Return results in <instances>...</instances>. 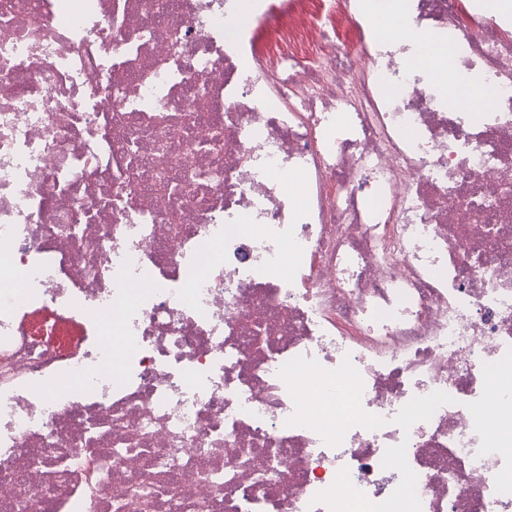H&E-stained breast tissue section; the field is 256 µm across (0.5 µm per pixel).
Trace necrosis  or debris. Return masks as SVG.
I'll return each instance as SVG.
<instances>
[{"mask_svg": "<svg viewBox=\"0 0 512 512\" xmlns=\"http://www.w3.org/2000/svg\"><path fill=\"white\" fill-rule=\"evenodd\" d=\"M381 5L0 0V512H512V0Z\"/></svg>", "mask_w": 512, "mask_h": 512, "instance_id": "4bbe7bcc", "label": "necrosis or debris"}]
</instances>
